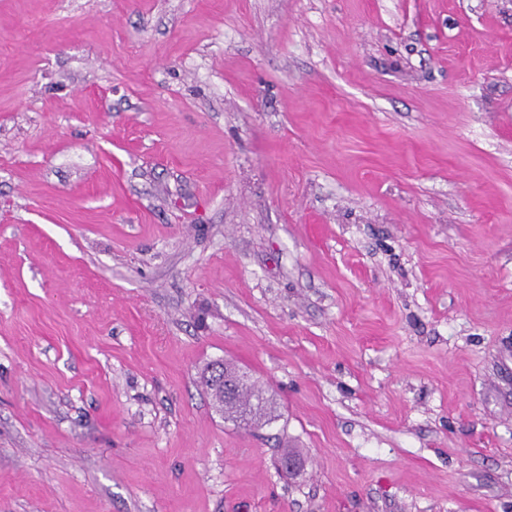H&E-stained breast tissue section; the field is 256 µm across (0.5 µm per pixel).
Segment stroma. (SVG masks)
I'll list each match as a JSON object with an SVG mask.
<instances>
[{
	"label": "stroma",
	"instance_id": "obj_1",
	"mask_svg": "<svg viewBox=\"0 0 512 512\" xmlns=\"http://www.w3.org/2000/svg\"><path fill=\"white\" fill-rule=\"evenodd\" d=\"M0 512H512V0H0ZM216 365L221 368V371H218V374L215 376L214 372H210L207 376V371L212 366L215 367ZM237 368L239 367L224 361L209 363L200 373L201 383L210 394L217 410L224 414V419H230L236 422L239 421V423H244L246 426H262L271 419V406L269 404V400L264 397L262 391L255 388L254 385L251 384L245 389L243 397L238 402L233 401L223 403L221 398L211 392L210 383L214 379H221L224 376V392H226V396H232L235 398L241 391L242 385L247 384L250 381L247 375L243 372L238 373L236 380L230 379L227 376L226 371L231 373Z\"/></svg>",
	"mask_w": 512,
	"mask_h": 512
}]
</instances>
